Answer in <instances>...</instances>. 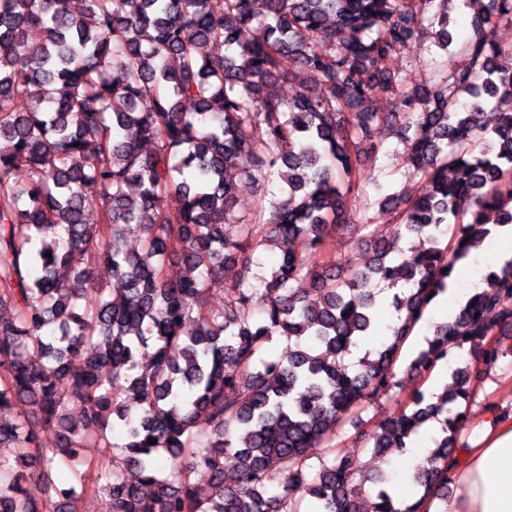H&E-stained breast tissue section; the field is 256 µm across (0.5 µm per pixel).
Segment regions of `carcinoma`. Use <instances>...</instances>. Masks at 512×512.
I'll use <instances>...</instances> for the list:
<instances>
[{"instance_id":"obj_1","label":"carcinoma","mask_w":512,"mask_h":512,"mask_svg":"<svg viewBox=\"0 0 512 512\" xmlns=\"http://www.w3.org/2000/svg\"><path fill=\"white\" fill-rule=\"evenodd\" d=\"M0 0V512H78L103 491L112 512H301L290 497L309 481L313 512H364L355 472L333 445L354 409L398 387L394 366L428 306L448 292L457 266L491 237L485 213L512 226V46H487L486 26L512 20V0H459L470 10L471 67L446 81L463 110L437 88L428 112H413L389 55L417 35L409 0ZM262 34L243 33L253 24ZM449 13L438 46L454 42ZM299 63L323 94L286 99L273 82ZM58 84V97L32 96ZM394 100L369 112L367 99ZM192 100L196 111L183 112ZM264 156L253 155L251 133ZM403 145L422 177L385 233L364 235L367 265L323 258L345 216L344 200L372 175L361 145ZM280 197L260 203L252 224L233 201L260 178ZM135 184L132 196L127 188ZM269 217H264V212ZM240 225L233 239L224 225ZM142 250L128 247L133 229ZM283 243L266 272H253L263 231ZM196 276L173 277V243ZM86 264L59 278L75 254ZM240 281L224 287V264ZM102 265L122 284L113 298L91 280ZM264 287L266 317L250 319V280ZM309 280L317 298L294 283ZM392 297L399 323L349 371L351 348L381 334L376 297ZM411 361L432 374L453 351L471 359L439 395L411 402L367 436L373 454L402 452L427 422L441 424L430 465L411 479L419 499L397 509L380 486L371 512H430L448 502V463L462 448L460 403L478 365L493 367L492 343L512 332V258L486 277ZM224 292V310L203 299ZM275 336L288 355L255 357ZM119 424L124 442H112ZM52 433L54 448L42 447ZM153 443H148V439ZM327 448L318 467L308 449ZM110 448L104 483H81V448ZM139 471L136 482L124 474Z\"/></svg>"}]
</instances>
